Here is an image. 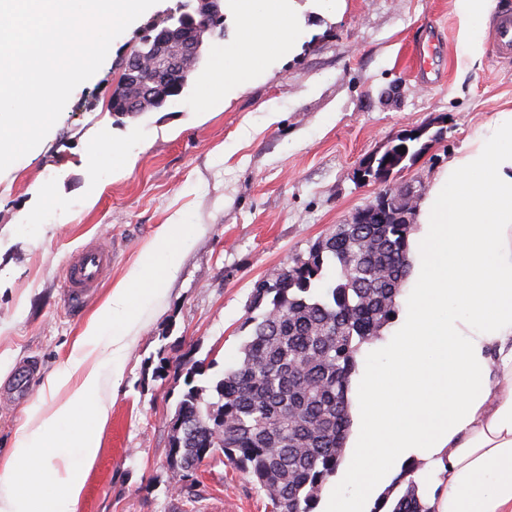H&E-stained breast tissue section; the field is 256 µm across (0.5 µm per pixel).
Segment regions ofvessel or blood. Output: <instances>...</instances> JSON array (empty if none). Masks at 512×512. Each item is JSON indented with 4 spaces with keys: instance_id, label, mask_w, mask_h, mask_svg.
Instances as JSON below:
<instances>
[{
    "instance_id": "obj_1",
    "label": "vessel or blood",
    "mask_w": 512,
    "mask_h": 512,
    "mask_svg": "<svg viewBox=\"0 0 512 512\" xmlns=\"http://www.w3.org/2000/svg\"><path fill=\"white\" fill-rule=\"evenodd\" d=\"M494 49L501 57H512V8L499 16ZM111 264V251L93 244L83 246L68 258L64 282L65 301L70 309L79 311L86 306Z\"/></svg>"
}]
</instances>
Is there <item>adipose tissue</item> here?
Instances as JSON below:
<instances>
[{
    "instance_id": "1",
    "label": "adipose tissue",
    "mask_w": 512,
    "mask_h": 512,
    "mask_svg": "<svg viewBox=\"0 0 512 512\" xmlns=\"http://www.w3.org/2000/svg\"><path fill=\"white\" fill-rule=\"evenodd\" d=\"M469 64L483 53L495 0H453ZM240 34L224 42L206 87L241 85L274 54L299 48L293 0H225ZM180 216L162 225L82 332L32 407L0 467V512H74L99 451L105 392L121 381L131 333L192 248ZM407 291L385 340L361 348L350 384V434L316 512H372L408 464L421 463L432 512H512V109L463 142L418 202ZM95 363H88L89 355Z\"/></svg>"
}]
</instances>
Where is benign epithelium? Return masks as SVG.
I'll list each match as a JSON object with an SVG mask.
<instances>
[{
    "mask_svg": "<svg viewBox=\"0 0 512 512\" xmlns=\"http://www.w3.org/2000/svg\"><path fill=\"white\" fill-rule=\"evenodd\" d=\"M224 0H179L160 20L139 32L141 51L120 61L139 97L163 103L171 88L185 83L184 60L201 59L206 45L193 34L203 28L226 30Z\"/></svg>",
    "mask_w": 512,
    "mask_h": 512,
    "instance_id": "benign-epithelium-1",
    "label": "benign epithelium"
}]
</instances>
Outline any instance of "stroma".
I'll list each match as a JSON object with an SVG mask.
<instances>
[{
    "label": "stroma",
    "instance_id": "35a3bbf8",
    "mask_svg": "<svg viewBox=\"0 0 512 512\" xmlns=\"http://www.w3.org/2000/svg\"><path fill=\"white\" fill-rule=\"evenodd\" d=\"M297 3L305 41L294 56L269 58L231 95L194 81L163 111L119 120L108 102L141 28L131 24L38 147L0 172V462L31 405L47 411L67 398L44 392L43 378L161 226L182 213L195 241L133 333L76 512H270L265 491L223 450L190 471L171 465L183 362L206 364L195 383L216 401L215 381L242 355L258 280L307 257L380 191L425 195L465 138L512 106V58L487 41L480 63L465 65L453 0ZM421 44L432 50L422 72L413 62ZM424 126L436 138L415 161L384 182L358 179L363 159ZM116 149L128 167L113 169ZM91 242L111 250L112 267L76 313L64 303V267ZM26 362L42 380L17 399L7 384Z\"/></svg>",
    "mask_w": 512,
    "mask_h": 512
}]
</instances>
